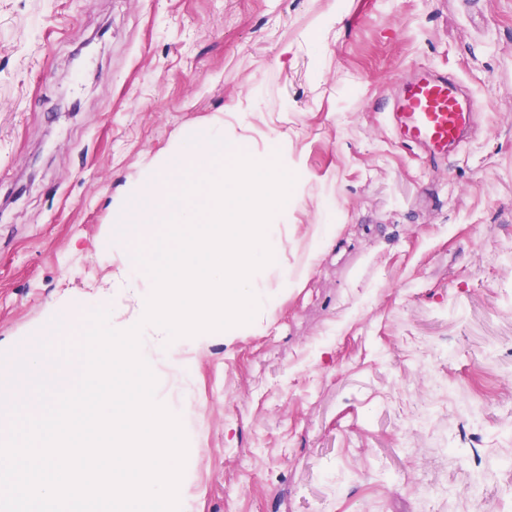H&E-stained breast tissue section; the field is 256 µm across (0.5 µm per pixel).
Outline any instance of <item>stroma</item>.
<instances>
[{
	"label": "stroma",
	"mask_w": 512,
	"mask_h": 512,
	"mask_svg": "<svg viewBox=\"0 0 512 512\" xmlns=\"http://www.w3.org/2000/svg\"><path fill=\"white\" fill-rule=\"evenodd\" d=\"M421 65L481 109L438 164L383 116ZM217 122L297 176L264 285L309 225L339 230L262 316L156 365L180 512H420L426 485L461 491L435 512H512V0H0V352L93 308L120 200ZM440 381L455 398L414 427ZM475 450L498 468L468 496Z\"/></svg>",
	"instance_id": "obj_1"
}]
</instances>
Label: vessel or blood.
Instances as JSON below:
<instances>
[{
    "instance_id": "b4317fda",
    "label": "vessel or blood",
    "mask_w": 512,
    "mask_h": 512,
    "mask_svg": "<svg viewBox=\"0 0 512 512\" xmlns=\"http://www.w3.org/2000/svg\"><path fill=\"white\" fill-rule=\"evenodd\" d=\"M477 100L459 80L430 68L407 77L389 112L391 131L399 142L444 159L458 150L473 130Z\"/></svg>"
}]
</instances>
